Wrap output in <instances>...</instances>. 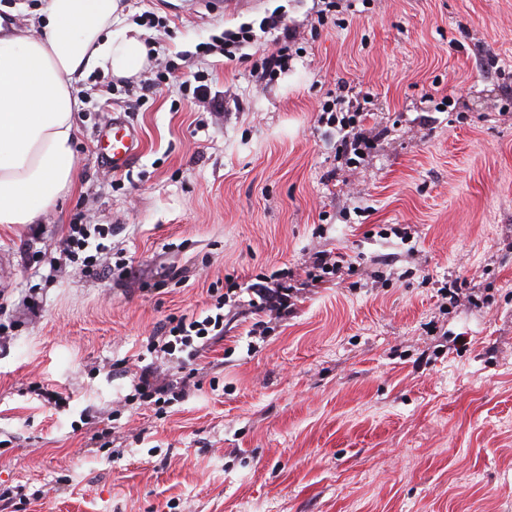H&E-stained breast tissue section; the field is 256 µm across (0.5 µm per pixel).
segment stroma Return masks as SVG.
Wrapping results in <instances>:
<instances>
[{
    "label": "stroma",
    "mask_w": 512,
    "mask_h": 512,
    "mask_svg": "<svg viewBox=\"0 0 512 512\" xmlns=\"http://www.w3.org/2000/svg\"><path fill=\"white\" fill-rule=\"evenodd\" d=\"M124 4L152 56L130 78H87L77 183L40 223L0 225L12 512H512V0H340L318 28L317 0ZM278 9L302 53L264 85L252 66ZM244 24V59L199 53ZM199 71L200 100L182 88ZM360 91L371 144L346 160L319 110ZM124 110L142 150L115 172L94 144ZM77 220L111 225L105 270L121 253L173 279L147 291L39 262ZM319 250L353 270L301 290L288 319L265 315L261 337L225 306L198 389L163 413L131 400L172 316L274 269L303 282Z\"/></svg>",
    "instance_id": "35a3bbf8"
}]
</instances>
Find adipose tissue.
Returning <instances> with one entry per match:
<instances>
[{"label":"adipose tissue","instance_id":"obj_1","mask_svg":"<svg viewBox=\"0 0 512 512\" xmlns=\"http://www.w3.org/2000/svg\"><path fill=\"white\" fill-rule=\"evenodd\" d=\"M120 0H48L40 32L0 36V224H33L78 179L77 84L147 61Z\"/></svg>","mask_w":512,"mask_h":512}]
</instances>
